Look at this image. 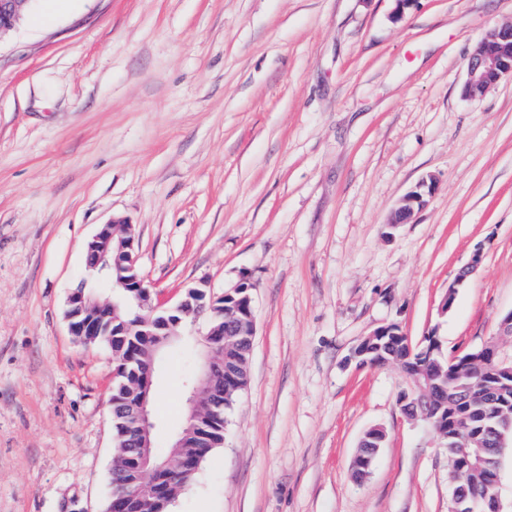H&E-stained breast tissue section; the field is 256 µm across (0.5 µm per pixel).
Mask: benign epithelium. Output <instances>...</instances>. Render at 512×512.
I'll list each match as a JSON object with an SVG mask.
<instances>
[{"label":"benign epithelium","mask_w":512,"mask_h":512,"mask_svg":"<svg viewBox=\"0 0 512 512\" xmlns=\"http://www.w3.org/2000/svg\"><path fill=\"white\" fill-rule=\"evenodd\" d=\"M28 0H0V36L16 27L23 17ZM505 77L512 78V24L489 28L470 53L463 94L469 98L482 95ZM434 190V183H421L418 188L406 194L395 210L391 223L406 224L414 213L426 203V195ZM135 238L133 225L125 219H114L98 226L96 233L86 246V256H94V262L86 263L90 276L98 279H110L113 258L123 257L127 261L125 269L130 276L118 282L122 288L129 290L135 299V305L147 312V317L140 319L137 325L143 327L140 335L149 336L158 346L166 342L168 336H185L192 334L191 325L200 317L206 318V330L202 333V345L205 348V367L203 373L188 383V402L191 412L185 432L205 430L204 415L198 410L197 401L205 396L214 406L220 405L224 394V380L236 381L239 372H248L249 356L255 336L254 313L234 314L225 309L228 300H245L252 302L251 290L254 284L243 277L224 294L216 297L203 287L186 289L178 301L173 304L153 299L149 288L139 273L134 256ZM88 303L86 285L82 284L72 290L68 298L69 332L73 336H98L99 324L87 317L84 309ZM191 309V321L180 324L172 314L183 308ZM397 337L405 345V351L393 354L385 347L386 337ZM512 341V310L503 314L498 330L493 337L484 341L477 348L465 353L464 358L449 355L434 333L427 335V340L413 343L397 324H388L374 329L360 338L352 349L347 362H356L363 367L377 359L382 365H401L412 355L425 363L438 362L442 359L448 366L447 381L432 382V376L423 369L406 372L408 388L398 396L401 413L410 420L422 421L429 425L443 441L442 447L455 448L459 436L455 428L442 429V416L438 415L436 406L448 403L452 397L462 402L473 401L469 386L462 379L480 368L493 375L494 381L481 394V402L489 406V416L496 421L484 426L488 443L495 448H504L506 443L497 425L512 423V415L505 411V404L499 395L512 388V351L504 349V341ZM134 373L142 378V394L135 399L119 403V418L132 422L135 432L128 435L123 445V460L129 463V473L133 478L129 485L135 487L133 493L128 490L112 491V512H126L128 498L139 497L144 508L154 506L159 497L156 480L144 476L143 470L151 448L149 438L156 424L152 415L147 395L153 387L158 366L151 361ZM386 439L384 429L377 427L366 434V439L359 444L355 464L363 467L356 471V476L367 475L364 468L373 461L380 443ZM499 476L491 478L489 490L479 499L464 495L459 488H452L448 512H502L498 496Z\"/></svg>","instance_id":"1"}]
</instances>
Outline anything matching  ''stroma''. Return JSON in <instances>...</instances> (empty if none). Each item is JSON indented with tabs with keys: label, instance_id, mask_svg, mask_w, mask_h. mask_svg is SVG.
I'll return each mask as SVG.
<instances>
[{
	"label": "stroma",
	"instance_id": "obj_1",
	"mask_svg": "<svg viewBox=\"0 0 512 512\" xmlns=\"http://www.w3.org/2000/svg\"><path fill=\"white\" fill-rule=\"evenodd\" d=\"M510 22L512 0H29L0 36V512H106L115 361L65 311L79 283L109 295L84 250L115 217L155 299L254 285L247 385L170 512H448L401 367L347 357L390 323L464 353L512 310V80L463 95ZM199 349L164 354L159 451ZM427 188V191L424 190ZM434 190V182L430 181L427 184L422 181L416 190H413L406 194L400 201V205L395 210L391 223L394 224H406L413 217L415 211L422 209L426 203V195L430 194ZM365 435V438H369L373 443H368L363 438L359 444L358 452L355 458L356 476L363 478L367 475L368 464L373 461L376 456L380 443L386 439V432L383 428H373ZM359 464V465H358ZM359 467H364L365 471H359Z\"/></svg>",
	"mask_w": 512,
	"mask_h": 512
}]
</instances>
